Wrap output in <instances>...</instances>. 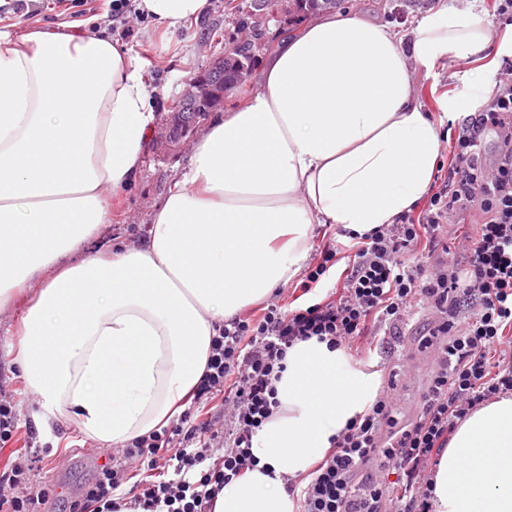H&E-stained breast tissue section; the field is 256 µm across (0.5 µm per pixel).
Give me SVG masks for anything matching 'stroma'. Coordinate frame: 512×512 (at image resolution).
<instances>
[{
  "label": "stroma",
  "mask_w": 512,
  "mask_h": 512,
  "mask_svg": "<svg viewBox=\"0 0 512 512\" xmlns=\"http://www.w3.org/2000/svg\"><path fill=\"white\" fill-rule=\"evenodd\" d=\"M467 3L468 0H342L340 8L408 35L427 12ZM476 6L493 24L492 47L465 60L451 56L436 63L431 70H418L413 88L415 97L441 130L439 161L444 165L449 164L452 157L451 142L455 133L451 126L461 121L463 114L455 109L441 111L440 101L473 99L477 75L489 71L502 73L506 65L505 59L496 54V44L512 39V23L498 15L494 0H477ZM129 26L131 34L121 39L120 44L136 61L149 62L155 87L153 105L158 120L145 145L140 175L122 201L112 207L110 232L116 244L139 240L152 209L164 198L175 176L189 165V147L170 153L161 145L167 133L173 100L184 93L194 72L223 51L225 43L243 36L225 12L224 0H209L208 9L200 18L178 28L136 17L130 18ZM23 309V304L19 303L12 312L0 315V375L10 383L19 417V431L13 442L9 448L0 450V472L7 469L13 453H25L28 430L37 428L40 439L50 442L51 447L38 453L34 478L27 491L34 495L44 494L40 512H69L71 501L94 482L99 466L112 456L113 451L95 445L68 420L47 428L40 427L39 403L12 366L8 348L14 324ZM425 325L424 314L413 315L400 339L375 342L371 354L351 357L353 364L377 372L380 384L395 383L397 413L402 421L415 414L432 368L431 361L422 360L417 348L418 337Z\"/></svg>",
  "instance_id": "35a3bbf8"
}]
</instances>
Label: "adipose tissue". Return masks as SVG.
Returning a JSON list of instances; mask_svg holds the SVG:
<instances>
[{"mask_svg": "<svg viewBox=\"0 0 512 512\" xmlns=\"http://www.w3.org/2000/svg\"><path fill=\"white\" fill-rule=\"evenodd\" d=\"M207 0H140L154 22ZM476 6L423 15L410 38L352 12L280 39L259 89L199 135L132 245L106 244L156 120L143 68L108 34L0 31V313L27 305L10 347L42 424L74 420L104 448L167 426L207 368L219 325L300 273L312 225L363 234L429 190L440 132L413 68L484 49ZM257 464L212 512H296L305 475L378 394L377 374L314 339L288 351ZM432 512H512V397L460 423L432 477Z\"/></svg>", "mask_w": 512, "mask_h": 512, "instance_id": "1", "label": "adipose tissue"}]
</instances>
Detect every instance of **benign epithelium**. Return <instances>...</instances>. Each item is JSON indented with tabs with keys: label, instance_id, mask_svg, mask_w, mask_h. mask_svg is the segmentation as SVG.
<instances>
[{
	"label": "benign epithelium",
	"instance_id": "obj_1",
	"mask_svg": "<svg viewBox=\"0 0 512 512\" xmlns=\"http://www.w3.org/2000/svg\"><path fill=\"white\" fill-rule=\"evenodd\" d=\"M226 60L234 64V80L225 79ZM249 72L250 65L222 55L198 70L189 80L188 92L179 96L181 107L171 110L164 147L180 148L193 135L205 112L224 106L225 99L238 83L247 79Z\"/></svg>",
	"mask_w": 512,
	"mask_h": 512
}]
</instances>
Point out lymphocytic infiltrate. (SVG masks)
Wrapping results in <instances>:
<instances>
[{
	"mask_svg": "<svg viewBox=\"0 0 512 512\" xmlns=\"http://www.w3.org/2000/svg\"><path fill=\"white\" fill-rule=\"evenodd\" d=\"M488 132L498 139L490 163ZM453 154L419 212L350 233L345 247L325 245L294 308L271 298L258 313L225 322L188 408L162 431L128 444L121 459L102 464L69 512H211L221 487L256 464L252 439L277 406L273 383L288 350L312 338L351 349L373 344L382 331L400 335L416 307L430 314L418 347L435 355L417 413L397 425L392 394H379L303 481L289 478L284 487L300 512H431L430 466L458 423L512 394V355L490 358L512 329V70L462 120ZM473 206L483 221L461 263L451 258L442 227L451 210ZM218 394L223 411L201 416V404ZM212 448L223 454L210 464ZM162 451L173 462V478L146 481L141 492L127 495L129 462L153 471ZM30 476V465L19 462L0 473V512H31L36 500L23 493Z\"/></svg>",
	"mask_w": 512,
	"mask_h": 512,
	"instance_id": "obj_1",
	"label": "lymphocytic infiltrate"
}]
</instances>
